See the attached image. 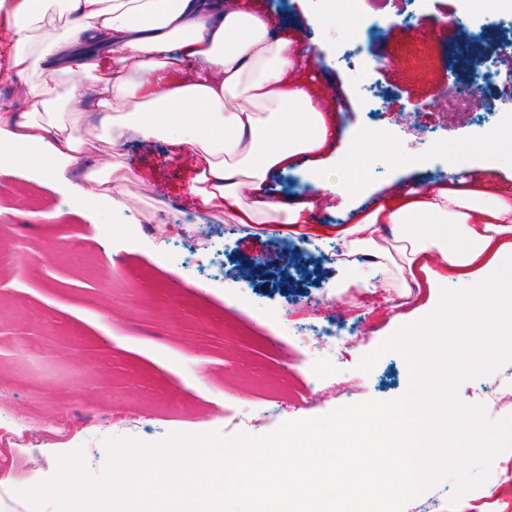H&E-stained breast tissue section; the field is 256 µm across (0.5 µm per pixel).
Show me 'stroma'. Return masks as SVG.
<instances>
[{"label": "stroma", "mask_w": 512, "mask_h": 512, "mask_svg": "<svg viewBox=\"0 0 512 512\" xmlns=\"http://www.w3.org/2000/svg\"><path fill=\"white\" fill-rule=\"evenodd\" d=\"M252 2L271 13L275 26L291 29L304 55L289 82L315 100L335 88L351 105L325 110L336 136L322 159L332 157L349 132L373 123L383 130L360 162V190H372L384 205L394 185L412 195L457 185L512 196V163L477 174L460 167L448 175L440 161L413 169L401 164L406 155L479 141L489 132L480 114L448 95V47L456 31L501 21V13H473L465 0H360L358 17L376 18L380 28L365 42L361 61L347 67L337 63L336 49L358 30L343 14L321 10L316 0ZM441 19L449 26L438 37L433 25ZM389 127L424 140L410 148L407 136H387ZM100 153L118 155L129 174L121 206L101 197L75 211L49 184L29 181L22 167L0 168V252L14 256L0 271V425L35 417L43 458L42 468L33 470L28 449L0 447V491L51 477L58 456L77 450L91 475H103L107 440L124 435L112 424L117 416L140 417L134 438L152 444L173 430L220 433L229 417L271 406L275 417L258 429L264 435L286 421L408 392L410 369L399 352L386 353L368 372L359 364L400 328L433 312L440 291L417 271L418 294L395 314L384 274L361 262L357 271L367 287L337 292L344 269L329 256L368 211L363 199L314 188L306 178L312 158H293L265 189L273 202L297 207L295 223L266 225L240 248L219 229L224 213L206 211L190 191L195 156L189 146L164 138L146 147L130 137L117 148L101 142ZM203 224L217 227L207 242L216 262L187 266L182 252ZM165 246L174 259L164 265L156 255ZM116 249L125 255L117 265ZM258 256L269 258L268 268L239 278V266ZM335 293L345 308L314 301ZM270 311L281 314L282 323L266 322ZM341 317L364 326L343 362L358 390L347 397L310 394L309 363L282 361L273 350L286 341L289 325ZM57 419L70 420L65 434H57ZM427 495L432 512H512V450L496 458L486 485L458 497L446 479Z\"/></svg>", "instance_id": "stroma-1"}]
</instances>
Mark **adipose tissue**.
<instances>
[{
  "label": "adipose tissue",
  "instance_id": "ef3b65f1",
  "mask_svg": "<svg viewBox=\"0 0 512 512\" xmlns=\"http://www.w3.org/2000/svg\"><path fill=\"white\" fill-rule=\"evenodd\" d=\"M0 20L10 33L5 77L32 105L0 115V164L14 162L21 147L31 158L50 157L73 205L106 196L122 177L117 162L67 176L91 154L92 108L105 113L116 145L131 132L145 142L178 135L195 155L193 193L245 224L259 216L278 222L285 208L264 197L269 174L296 155L317 154L333 135L308 92L284 79L301 65L299 49L249 0H0ZM188 61L202 66L192 80L159 90L145 80ZM482 152L512 160V128L479 144L436 145L431 156L457 163ZM350 234L353 250L393 262L402 275L427 269L436 287L454 283L486 305L512 288V196L427 192L376 211ZM435 253L447 272L428 270Z\"/></svg>",
  "mask_w": 512,
  "mask_h": 512
}]
</instances>
